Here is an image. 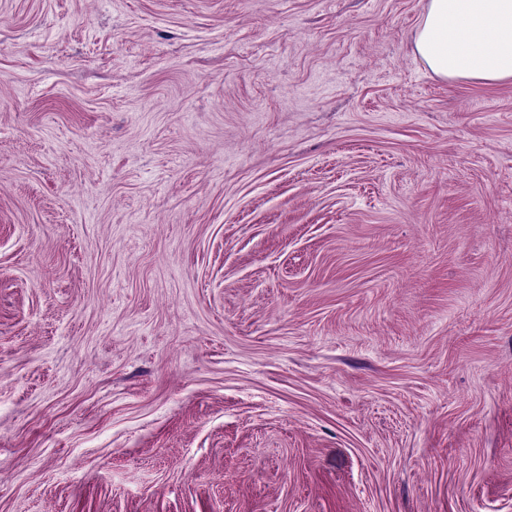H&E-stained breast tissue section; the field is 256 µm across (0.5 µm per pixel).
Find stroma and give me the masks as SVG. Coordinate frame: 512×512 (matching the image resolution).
<instances>
[{
    "label": "stroma",
    "instance_id": "obj_1",
    "mask_svg": "<svg viewBox=\"0 0 512 512\" xmlns=\"http://www.w3.org/2000/svg\"><path fill=\"white\" fill-rule=\"evenodd\" d=\"M427 0H0V512H512V80ZM414 46L449 81L512 79V0H428Z\"/></svg>",
    "mask_w": 512,
    "mask_h": 512
}]
</instances>
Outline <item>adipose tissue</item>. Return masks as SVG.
<instances>
[{
  "label": "adipose tissue",
  "mask_w": 512,
  "mask_h": 512,
  "mask_svg": "<svg viewBox=\"0 0 512 512\" xmlns=\"http://www.w3.org/2000/svg\"><path fill=\"white\" fill-rule=\"evenodd\" d=\"M414 46L442 78L512 79V0H428Z\"/></svg>",
  "instance_id": "obj_1"
}]
</instances>
